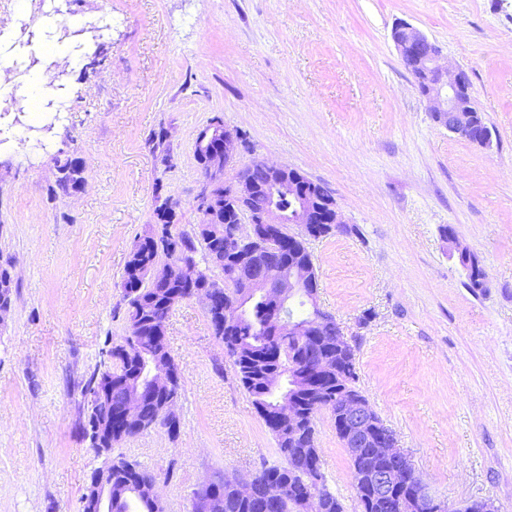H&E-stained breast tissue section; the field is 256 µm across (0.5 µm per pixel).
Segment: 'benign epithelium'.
Returning <instances> with one entry per match:
<instances>
[{
    "mask_svg": "<svg viewBox=\"0 0 512 512\" xmlns=\"http://www.w3.org/2000/svg\"><path fill=\"white\" fill-rule=\"evenodd\" d=\"M392 40L415 81L427 78L430 92L425 96L429 111L436 116L435 122L481 147L493 144V131L485 125L480 113L473 105L468 92L466 73L441 62L440 48L416 27L406 22L396 24L391 31ZM238 133L224 127V123H211L198 138L197 157L205 164L207 198L204 209H224L228 213L251 195L254 186L253 173L261 170L269 179L288 187L299 198L298 219L294 224L304 231L315 224H340L341 216L336 207L321 205L307 187L281 177L287 166L269 163L265 160L251 162L238 171L231 183L224 181V171L235 160L239 150ZM289 224L288 216L276 204H269L252 214L237 215L235 234L226 247L204 249L202 260L212 268L221 269L224 262H235L232 281L224 285L214 278L207 279L210 287L197 294L207 314L219 313L225 305L224 287L237 289L233 293L235 306L243 309L254 299L266 304L269 312L270 329L278 336H294L302 340L322 335L323 317L302 321L288 316L285 306L292 298L302 295L313 301L314 294L306 291L309 283L307 269H296L291 273H274V257L280 255L274 241L279 232ZM267 240L263 252V264L253 258L258 254L253 241ZM186 272V264L175 260L161 267L151 266L144 271L148 281L171 280ZM107 362L103 364L91 403L107 407L103 422L89 431L91 443L98 454L105 456L103 465L91 475L88 494L84 497L83 512H110L112 507V433H119L134 425L143 408L145 384L150 388H169L174 375L163 363L147 360L144 382L127 394L125 402L116 410L112 409V350L106 351ZM315 374L313 382H321L333 374L334 364L318 348L308 352ZM280 412L288 416V431L294 441L306 442V431L294 405L284 401ZM336 416L340 418L342 447L354 466L356 487L359 493H371V499L385 500L394 489L403 487L409 491L407 501L398 508L403 512H447L448 504L437 500L429 491L427 483L415 468L410 456L398 447L393 432L377 418L370 402L347 388L336 403ZM217 498L210 482L204 481L192 492L193 512H214Z\"/></svg>",
    "mask_w": 512,
    "mask_h": 512,
    "instance_id": "7a95c632",
    "label": "benign epithelium"
}]
</instances>
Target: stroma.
Returning a JSON list of instances; mask_svg holds the SVG:
<instances>
[{"mask_svg":"<svg viewBox=\"0 0 512 512\" xmlns=\"http://www.w3.org/2000/svg\"><path fill=\"white\" fill-rule=\"evenodd\" d=\"M0 0V512H82L103 459L82 389L125 333L134 242L169 202L202 220L199 135L222 120L238 165L284 164L331 194L345 230L308 239L317 304L355 349L357 386L451 507L512 512V0ZM420 29L496 138L438 127L391 39ZM41 67L67 110L24 111ZM84 184L58 186L59 161ZM480 261L466 286L443 227ZM166 344L181 375L177 434L158 427L113 455L154 474L165 512L218 474L279 462L201 302L177 304ZM329 489L360 512L329 411L316 417Z\"/></svg>","mask_w":512,"mask_h":512,"instance_id":"1","label":"stroma"}]
</instances>
